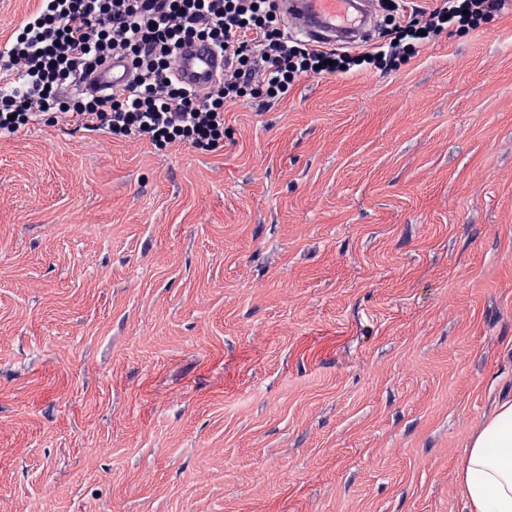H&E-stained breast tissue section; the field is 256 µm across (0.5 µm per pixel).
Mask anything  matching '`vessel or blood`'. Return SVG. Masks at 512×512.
Here are the masks:
<instances>
[{
  "instance_id": "vessel-or-blood-1",
  "label": "vessel or blood",
  "mask_w": 512,
  "mask_h": 512,
  "mask_svg": "<svg viewBox=\"0 0 512 512\" xmlns=\"http://www.w3.org/2000/svg\"><path fill=\"white\" fill-rule=\"evenodd\" d=\"M277 12L289 21L294 31L311 42L334 45L356 43L368 22L363 0H273ZM175 76L185 85L202 93L224 72V58L209 43L184 44L172 62ZM130 67L121 58L103 64L92 76L99 89L123 85Z\"/></svg>"
}]
</instances>
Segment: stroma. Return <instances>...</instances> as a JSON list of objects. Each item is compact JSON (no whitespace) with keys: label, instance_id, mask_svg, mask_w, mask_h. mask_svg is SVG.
I'll list each match as a JSON object with an SVG mask.
<instances>
[{"label":"stroma","instance_id":"35a3bbf8","mask_svg":"<svg viewBox=\"0 0 512 512\" xmlns=\"http://www.w3.org/2000/svg\"><path fill=\"white\" fill-rule=\"evenodd\" d=\"M512 398V10L224 112L0 134V512H468Z\"/></svg>","mask_w":512,"mask_h":512}]
</instances>
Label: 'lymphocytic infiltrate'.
<instances>
[{"mask_svg":"<svg viewBox=\"0 0 512 512\" xmlns=\"http://www.w3.org/2000/svg\"><path fill=\"white\" fill-rule=\"evenodd\" d=\"M509 6L512 0H439L424 18L402 16L383 42L352 55L293 38L272 0H41L0 46V134L52 113L89 133L212 150L224 139L226 106L241 98L271 106L308 73L337 77L365 63L395 70L427 37ZM190 39L224 55L223 75L202 95L171 70L176 49ZM114 56L129 61L131 82L116 92L86 90L84 78Z\"/></svg>","mask_w":512,"mask_h":512,"instance_id":"obj_1","label":"lymphocytic infiltrate"}]
</instances>
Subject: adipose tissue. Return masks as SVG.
<instances>
[{"mask_svg": "<svg viewBox=\"0 0 512 512\" xmlns=\"http://www.w3.org/2000/svg\"><path fill=\"white\" fill-rule=\"evenodd\" d=\"M458 479L470 512H512V400L471 438Z\"/></svg>", "mask_w": 512, "mask_h": 512, "instance_id": "adipose-tissue-1", "label": "adipose tissue"}]
</instances>
